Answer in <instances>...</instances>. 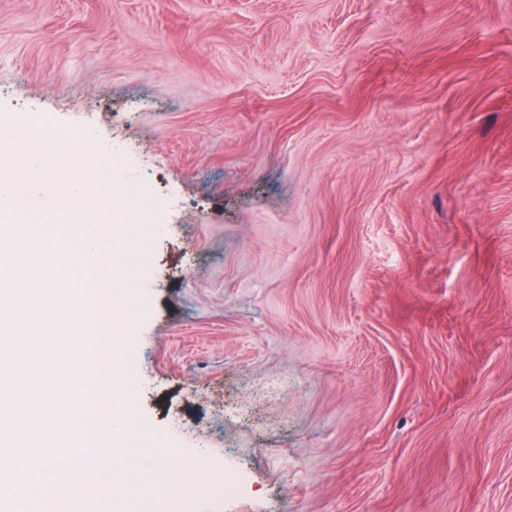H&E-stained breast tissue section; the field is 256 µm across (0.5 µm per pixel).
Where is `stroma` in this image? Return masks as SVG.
<instances>
[{"label": "stroma", "mask_w": 512, "mask_h": 512, "mask_svg": "<svg viewBox=\"0 0 512 512\" xmlns=\"http://www.w3.org/2000/svg\"><path fill=\"white\" fill-rule=\"evenodd\" d=\"M111 146L165 512H512V0H0V118Z\"/></svg>", "instance_id": "obj_1"}]
</instances>
